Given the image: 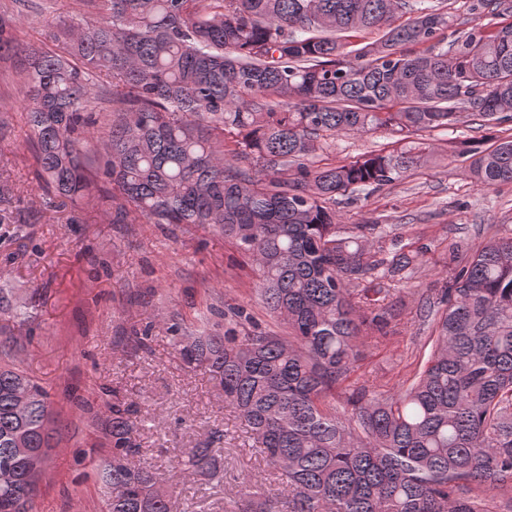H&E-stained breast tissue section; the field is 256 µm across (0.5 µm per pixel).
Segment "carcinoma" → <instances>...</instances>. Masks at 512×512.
<instances>
[{
    "label": "carcinoma",
    "instance_id": "obj_1",
    "mask_svg": "<svg viewBox=\"0 0 512 512\" xmlns=\"http://www.w3.org/2000/svg\"><path fill=\"white\" fill-rule=\"evenodd\" d=\"M479 23L452 28L437 0H79L59 49L17 76L48 204L120 199L114 224L210 228L251 261L257 295L288 335L181 336L183 364L224 392L275 487L234 512H496L512 491V237L452 255L422 371L352 401L360 326L389 324L379 278H412L425 244L371 251L381 225L337 227L349 204L430 164L410 139L463 111L488 134L457 153L480 188L512 182V0H469ZM489 18L486 23L482 18ZM0 14V54L18 45ZM376 29L368 42L358 34ZM104 124L107 135L96 136ZM389 130L390 150L321 165L336 136ZM0 314L18 316L8 283ZM136 407L112 392L105 512H179L140 454ZM49 391L0 362V512H28L51 448ZM181 471H223L190 448ZM481 494L471 497V484Z\"/></svg>",
    "mask_w": 512,
    "mask_h": 512
}]
</instances>
